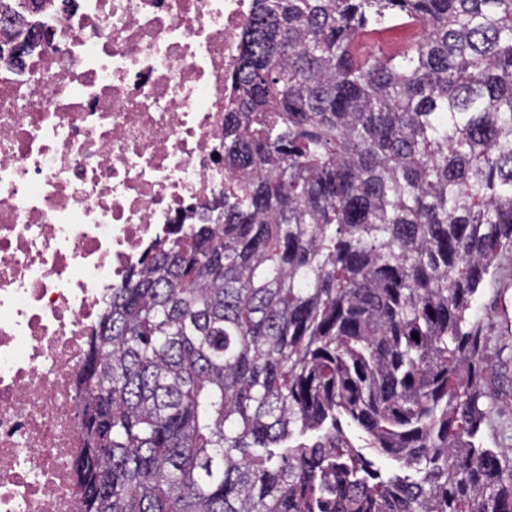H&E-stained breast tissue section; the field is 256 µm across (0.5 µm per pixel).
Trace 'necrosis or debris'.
<instances>
[{"mask_svg":"<svg viewBox=\"0 0 512 512\" xmlns=\"http://www.w3.org/2000/svg\"><path fill=\"white\" fill-rule=\"evenodd\" d=\"M255 0H73L0 62V512H80L74 380L104 298L244 174L222 159Z\"/></svg>","mask_w":512,"mask_h":512,"instance_id":"necrosis-or-debris-1","label":"necrosis or debris"}]
</instances>
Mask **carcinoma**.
I'll use <instances>...</instances> for the list:
<instances>
[{
  "label": "carcinoma",
  "mask_w": 512,
  "mask_h": 512,
  "mask_svg": "<svg viewBox=\"0 0 512 512\" xmlns=\"http://www.w3.org/2000/svg\"><path fill=\"white\" fill-rule=\"evenodd\" d=\"M11 2L37 28L51 0ZM257 2L224 126L251 176L106 300L76 383L81 512H512V466L475 442L469 323L512 252V0ZM393 22L424 35L361 43Z\"/></svg>",
  "instance_id": "1"
}]
</instances>
